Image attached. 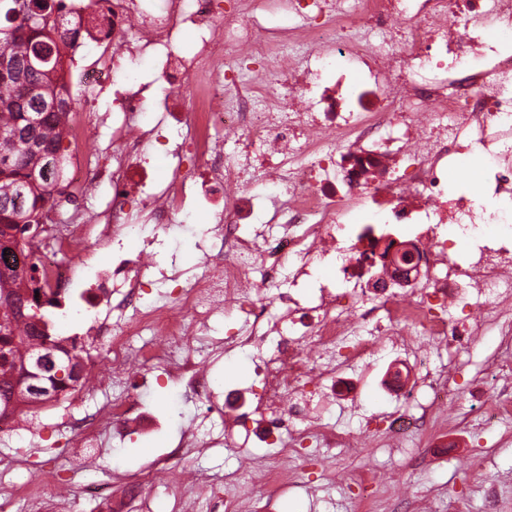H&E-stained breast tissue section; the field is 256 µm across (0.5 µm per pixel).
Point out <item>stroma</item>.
Instances as JSON below:
<instances>
[{
    "label": "stroma",
    "mask_w": 512,
    "mask_h": 512,
    "mask_svg": "<svg viewBox=\"0 0 512 512\" xmlns=\"http://www.w3.org/2000/svg\"><path fill=\"white\" fill-rule=\"evenodd\" d=\"M111 124L112 97L107 94L94 107L90 131V150L102 163L112 155ZM206 229V224L192 213L180 228L165 230L146 225L135 244L153 251L159 264H167L174 257L184 270L192 271L204 260L202 240ZM497 343L495 334H487L463 355L449 384V421L435 420L425 435L411 442L422 458L420 465H411L408 449L390 448L382 441L360 437L356 447L336 450L331 459H311L296 468L293 486L276 502L274 512H389V489L393 486L413 487L422 501L420 512H448L446 497L432 492L433 487L448 484L465 499L467 512H486L480 488L488 484L497 488L499 512H512V416L490 423L482 417L483 395L493 390L485 361ZM393 362L392 355L375 356L368 374L357 380L354 402L358 415H351L341 406L328 405L323 410L327 422L358 434L366 420L373 432H380L384 413L403 403L401 397L382 386L383 375ZM252 375L247 353L236 352L214 361L213 381L230 393L231 404L247 400L246 389ZM145 397L169 404L172 415L166 427L153 435L140 433L106 445L105 459L97 467L83 464L79 449L70 444V433L63 427L59 411L51 407L28 412L24 424L30 439L27 447H18L12 432L0 433V512H27L26 503L15 496L14 489L41 465L60 469L59 479L70 499L76 500L77 512H96L95 502L81 495L83 484L108 483L117 493L125 478L151 484V512H209L206 501L189 499L176 480L159 482L151 472L152 461L175 448L181 429L199 417L201 404L184 396L175 381L164 378L147 385ZM233 437L236 447L208 449L194 456L191 467L224 483L226 492L246 497L253 492L251 486L224 482L241 465L240 443L254 445V454L260 458L268 457L270 451L256 447L252 428H236ZM366 467L385 477L390 486L376 491L361 504L355 500L354 490L347 486L345 478Z\"/></svg>",
    "instance_id": "1"
}]
</instances>
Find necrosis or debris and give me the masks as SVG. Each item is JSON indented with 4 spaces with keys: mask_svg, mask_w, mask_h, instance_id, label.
<instances>
[{
    "mask_svg": "<svg viewBox=\"0 0 512 512\" xmlns=\"http://www.w3.org/2000/svg\"><path fill=\"white\" fill-rule=\"evenodd\" d=\"M273 14L288 26L266 27ZM57 20L70 27L57 85L72 102L58 193L75 202L104 182L112 201L92 223L54 225L55 250L0 254V268L35 266L43 292L74 299L85 330L66 340L70 354L102 346L87 381L113 399L67 418L75 447H98L106 431L124 436L143 370L175 375L203 403L202 422L224 430L185 434L153 472L229 447L235 426L261 416L259 440L278 450L262 468V494L210 503L266 512L305 448L323 456L353 445L309 387L343 400L345 375L366 371L375 354L411 358L413 386L385 417L399 447L448 399L449 372L429 368V346L458 353L494 325L512 350V239L491 231L512 217L448 195L477 148L488 160L481 192L512 197V54L496 41L512 33V0H61ZM139 55L165 84L156 119L117 80ZM106 93L112 160L94 165L85 110ZM148 144L173 158L169 177L134 178ZM191 211L213 222L202 271L154 275L146 248L129 245L138 220L166 228ZM464 236L470 246L455 256ZM101 249L113 252L105 267ZM61 251L74 262L60 263ZM157 288L165 300L144 305ZM221 315L231 323L212 336ZM238 348L253 355L256 405L228 414L198 354ZM487 368L497 381L483 402L490 421L512 411V357ZM57 483L42 468L20 486L29 512H74Z\"/></svg>",
    "mask_w": 512,
    "mask_h": 512,
    "instance_id": "necrosis-or-debris-1",
    "label": "necrosis or debris"
}]
</instances>
